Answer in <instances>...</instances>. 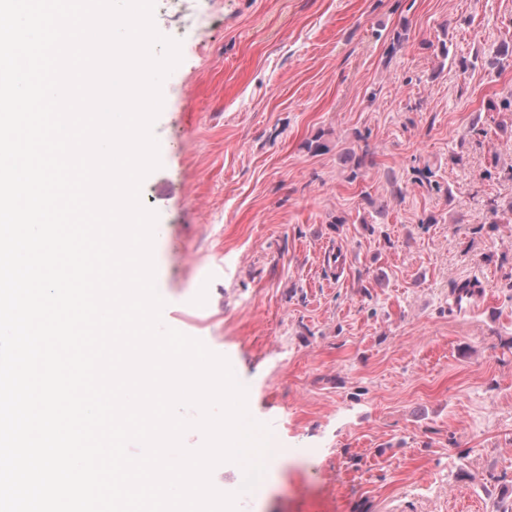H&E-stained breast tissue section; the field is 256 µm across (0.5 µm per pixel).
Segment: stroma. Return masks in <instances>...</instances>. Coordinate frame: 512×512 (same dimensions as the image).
Segmentation results:
<instances>
[{"instance_id": "35a3bbf8", "label": "stroma", "mask_w": 512, "mask_h": 512, "mask_svg": "<svg viewBox=\"0 0 512 512\" xmlns=\"http://www.w3.org/2000/svg\"><path fill=\"white\" fill-rule=\"evenodd\" d=\"M153 20L182 57L140 190L163 323L228 359L284 451L260 494L225 464L214 487L237 512H512V112L486 109L512 66L478 63L512 42V0H155ZM467 278L484 304L455 308Z\"/></svg>"}]
</instances>
